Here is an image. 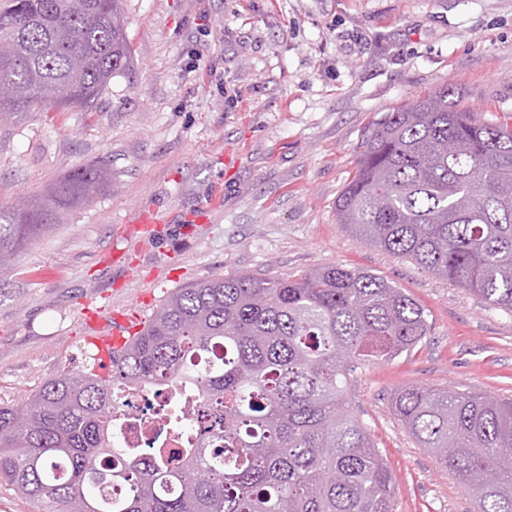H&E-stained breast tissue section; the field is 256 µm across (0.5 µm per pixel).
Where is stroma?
<instances>
[{
	"mask_svg": "<svg viewBox=\"0 0 512 512\" xmlns=\"http://www.w3.org/2000/svg\"><path fill=\"white\" fill-rule=\"evenodd\" d=\"M130 68L89 112L0 119V205L71 168L106 164L107 190L0 272V404L91 353L77 304L153 312L215 273L367 270L422 305L412 351L359 365L346 396L393 472L394 512H475L418 448L390 396L407 384L512 399V313L337 222L365 133L383 112L449 87L460 108L512 124V0H123ZM222 206L205 214L208 197ZM157 218L139 231L140 213Z\"/></svg>",
	"mask_w": 512,
	"mask_h": 512,
	"instance_id": "1",
	"label": "stroma"
}]
</instances>
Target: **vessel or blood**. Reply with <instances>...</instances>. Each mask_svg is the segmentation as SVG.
<instances>
[{
  "mask_svg": "<svg viewBox=\"0 0 512 512\" xmlns=\"http://www.w3.org/2000/svg\"><path fill=\"white\" fill-rule=\"evenodd\" d=\"M82 313L90 331L88 341L96 350L101 363H111L127 342L128 336L134 335L145 320L142 312H117L104 315L102 307L94 301L84 302Z\"/></svg>",
  "mask_w": 512,
  "mask_h": 512,
  "instance_id": "obj_1",
  "label": "vessel or blood"
}]
</instances>
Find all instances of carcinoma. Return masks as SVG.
I'll return each mask as SVG.
<instances>
[{"instance_id": "1", "label": "carcinoma", "mask_w": 512, "mask_h": 512, "mask_svg": "<svg viewBox=\"0 0 512 512\" xmlns=\"http://www.w3.org/2000/svg\"><path fill=\"white\" fill-rule=\"evenodd\" d=\"M121 10V0H0V112L91 111L131 65ZM449 96L429 90L373 123L338 223L511 313L512 128ZM110 181L103 165L78 166L27 209L1 205L0 268ZM428 329L424 308L360 269L185 284L110 374L92 356L0 406V485L54 512H393V476L349 408L348 376L411 351ZM158 386L222 428L149 458L117 447L114 411ZM390 405L478 512H512V399L406 385Z\"/></svg>"}]
</instances>
